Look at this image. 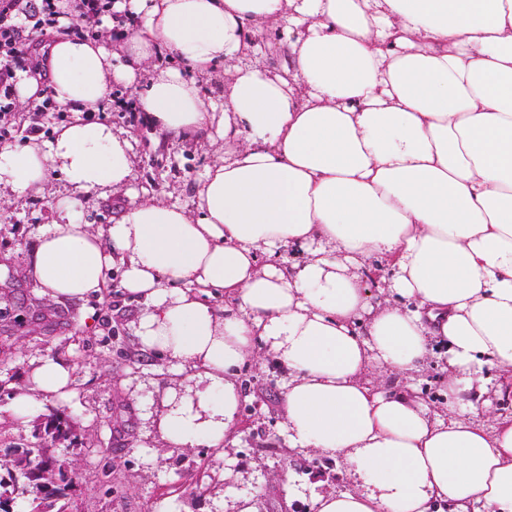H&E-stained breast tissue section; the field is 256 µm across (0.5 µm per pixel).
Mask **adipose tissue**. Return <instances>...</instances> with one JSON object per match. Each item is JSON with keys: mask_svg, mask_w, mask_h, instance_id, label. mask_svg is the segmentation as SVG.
I'll list each match as a JSON object with an SVG mask.
<instances>
[{"mask_svg": "<svg viewBox=\"0 0 512 512\" xmlns=\"http://www.w3.org/2000/svg\"><path fill=\"white\" fill-rule=\"evenodd\" d=\"M139 18L114 46L61 34L39 76L72 120L47 142L0 149V191L39 190L52 173L90 193L128 187L133 146L83 112L113 84L136 85L161 132L216 130L196 210L145 201L106 235L54 203L30 273L42 296L101 293L110 266L142 309L143 350L201 382L160 422L167 443L220 445L232 431L241 367L260 348L290 379L293 447L349 465L361 487L317 497L315 512H512V417L476 422L487 370L512 392V0H114ZM276 26L281 72L242 64ZM172 51L182 71L155 65ZM228 76L224 107L203 82ZM111 249H104L103 240ZM303 258L286 263L284 249ZM391 266L372 302L363 270ZM224 292V311L201 293ZM448 364V411L414 392L364 383L372 367L410 378L435 346ZM16 412L70 400L71 370L45 357Z\"/></svg>", "mask_w": 512, "mask_h": 512, "instance_id": "adipose-tissue-1", "label": "adipose tissue"}]
</instances>
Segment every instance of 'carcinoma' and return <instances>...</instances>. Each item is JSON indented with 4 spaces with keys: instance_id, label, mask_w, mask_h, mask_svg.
Wrapping results in <instances>:
<instances>
[{
    "instance_id": "carcinoma-1",
    "label": "carcinoma",
    "mask_w": 512,
    "mask_h": 512,
    "mask_svg": "<svg viewBox=\"0 0 512 512\" xmlns=\"http://www.w3.org/2000/svg\"><path fill=\"white\" fill-rule=\"evenodd\" d=\"M59 437L44 433V437L12 458L0 460V471L18 474L19 483L0 481V498L27 502V512H77L68 494L76 476L67 475L71 462L47 455L45 443Z\"/></svg>"
}]
</instances>
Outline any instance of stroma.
Masks as SVG:
<instances>
[{
	"label": "stroma",
	"instance_id": "obj_1",
	"mask_svg": "<svg viewBox=\"0 0 512 512\" xmlns=\"http://www.w3.org/2000/svg\"><path fill=\"white\" fill-rule=\"evenodd\" d=\"M93 118L130 139L135 155L130 192L75 193L55 177L24 196H0V290L14 279L22 283L11 305L0 310V455L32 443L37 424L65 420L72 436L51 453L78 465L79 512H238L244 501L255 512H314L316 495L353 490L345 466L313 449L289 447L282 429L288 371L272 354L258 350L242 369L238 381L248 390L223 448L202 443L173 448L159 427L169 409L166 395L196 381L191 371L173 372L169 358L142 352L135 334L141 306L124 291L121 267L107 270L100 297L40 296L27 270L39 228L56 217L57 197L74 196L82 222L102 235L113 217L138 199L194 210L205 168L224 153L223 140L161 135L148 121H129L116 109ZM39 305L58 313L57 331L34 324ZM46 356L71 368L74 397L67 403L40 400L19 420L14 396L29 386L32 363ZM447 377L441 354L416 377L431 409L446 411ZM108 463L116 472L106 489L99 477Z\"/></svg>",
	"mask_w": 512,
	"mask_h": 512
}]
</instances>
